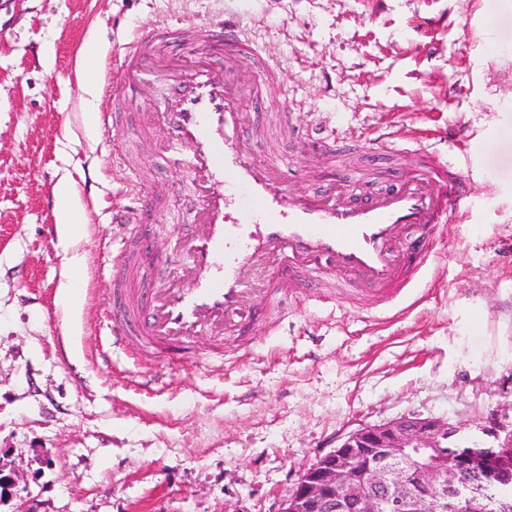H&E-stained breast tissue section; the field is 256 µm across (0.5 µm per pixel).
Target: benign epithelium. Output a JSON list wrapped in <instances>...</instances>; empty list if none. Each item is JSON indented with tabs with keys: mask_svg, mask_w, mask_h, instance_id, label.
<instances>
[{
	"mask_svg": "<svg viewBox=\"0 0 512 512\" xmlns=\"http://www.w3.org/2000/svg\"><path fill=\"white\" fill-rule=\"evenodd\" d=\"M512 424L408 415L344 434L280 512H512Z\"/></svg>",
	"mask_w": 512,
	"mask_h": 512,
	"instance_id": "obj_1",
	"label": "benign epithelium"
}]
</instances>
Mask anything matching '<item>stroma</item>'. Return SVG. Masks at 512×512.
I'll return each instance as SVG.
<instances>
[{
    "instance_id": "35a3bbf8",
    "label": "stroma",
    "mask_w": 512,
    "mask_h": 512,
    "mask_svg": "<svg viewBox=\"0 0 512 512\" xmlns=\"http://www.w3.org/2000/svg\"><path fill=\"white\" fill-rule=\"evenodd\" d=\"M235 18L256 42L239 108L289 189L341 171L364 201L414 175V151L367 150L397 131L485 144L463 164L474 202L435 237L438 277L385 309L324 282L287 294L213 353L136 364L108 354L112 244L145 238L137 279L177 275L199 209L188 153L157 146L144 117L168 99L149 72L120 96L109 131L81 114L100 86L76 81L79 49L114 66L124 35L175 29L177 59ZM336 132L334 160L309 132ZM73 176L92 222L58 236L56 182ZM159 188L140 224H116L129 177ZM87 273L63 311L72 259ZM472 430L512 415V0H0V459L21 476L0 512H279L316 459L362 425L408 414ZM53 468L40 465L41 457Z\"/></svg>"
}]
</instances>
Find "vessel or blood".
I'll list each match as a JSON object with an SVG mask.
<instances>
[{"mask_svg":"<svg viewBox=\"0 0 512 512\" xmlns=\"http://www.w3.org/2000/svg\"><path fill=\"white\" fill-rule=\"evenodd\" d=\"M218 26L224 41L192 54L189 82L176 85L169 107L147 121L193 154L202 204L183 245L190 284L161 280L145 292L127 287L121 271L128 244L120 242L105 324L115 350L167 353L208 331L224 342L255 321L260 308L274 309L288 288L326 276L352 285L370 306L387 307L435 266L438 225L460 223L471 206L464 175L451 160L459 149L453 142L444 153L422 145L420 171L398 190L362 203L332 180L307 197L290 193L274 164L253 160L240 135L246 115L228 74L245 66L255 49L232 19ZM170 38V31H149L128 42L106 84L108 99L145 72L164 68L162 49ZM408 225L421 228L419 247L396 241L395 228Z\"/></svg>","mask_w":512,"mask_h":512,"instance_id":"obj_1","label":"vessel or blood"}]
</instances>
